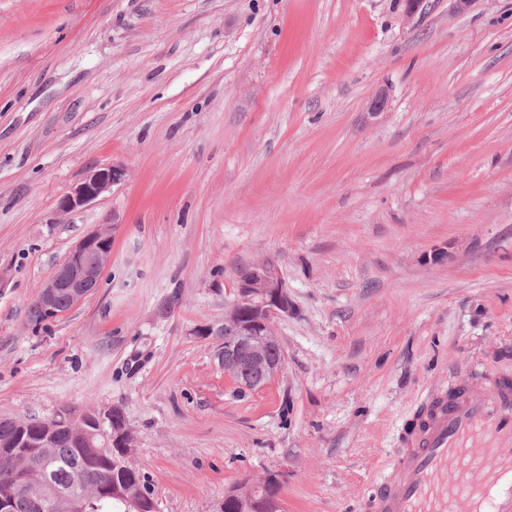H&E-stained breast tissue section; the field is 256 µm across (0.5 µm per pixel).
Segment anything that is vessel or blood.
<instances>
[{"label": "vessel or blood", "mask_w": 512, "mask_h": 512, "mask_svg": "<svg viewBox=\"0 0 512 512\" xmlns=\"http://www.w3.org/2000/svg\"><path fill=\"white\" fill-rule=\"evenodd\" d=\"M367 512H512V377L461 378L405 424Z\"/></svg>", "instance_id": "vessel-or-blood-1"}]
</instances>
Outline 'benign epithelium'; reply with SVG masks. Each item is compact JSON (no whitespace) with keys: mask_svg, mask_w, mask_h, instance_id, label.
Wrapping results in <instances>:
<instances>
[{"mask_svg":"<svg viewBox=\"0 0 512 512\" xmlns=\"http://www.w3.org/2000/svg\"><path fill=\"white\" fill-rule=\"evenodd\" d=\"M121 172L112 167L101 168L73 187L59 201V209L70 212L86 207L119 181ZM112 256V225L101 224L82 237L69 251L62 263L43 282L34 303L42 312L43 320L50 322L60 316L57 310L61 290L68 291L73 304H78L100 284ZM294 305L288 286L277 265L270 259L254 262L245 277L238 279L235 297L224 313V323L236 329L232 341L224 342L217 359L224 374L237 386L248 385L243 365L257 370L265 382L274 380L286 366V355L274 359L271 346H281L276 321L293 313ZM121 409L104 407L92 412L77 413L62 407L35 423L22 420L13 442L0 446V458L24 465L21 488L38 490L33 503L38 512H87L89 503L76 488H56L46 484L44 472L29 464L32 456H49L54 447V435L66 427L84 444L95 443L115 454L114 464L121 469L128 466L130 429L124 424L108 426L116 420ZM277 481L268 474L254 481L246 480L224 494V502L234 503L238 512H284L280 495L268 496L262 490ZM100 494L116 498L126 512H155L153 499L142 490L130 491L116 472L102 474L98 484Z\"/></svg>","mask_w":512,"mask_h":512,"instance_id":"obj_1","label":"benign epithelium"}]
</instances>
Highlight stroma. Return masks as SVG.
I'll return each instance as SVG.
<instances>
[{
  "instance_id": "35a3bbf8",
  "label": "stroma",
  "mask_w": 512,
  "mask_h": 512,
  "mask_svg": "<svg viewBox=\"0 0 512 512\" xmlns=\"http://www.w3.org/2000/svg\"><path fill=\"white\" fill-rule=\"evenodd\" d=\"M405 7L0 0V418L120 407L156 512L268 474L285 512H362L426 392L512 376V0ZM101 224L100 287L32 323ZM265 257L287 363L242 392L194 331ZM122 174L112 167L101 168L90 174L84 181L73 187L59 201V209L70 212L86 207L120 180Z\"/></svg>"
}]
</instances>
